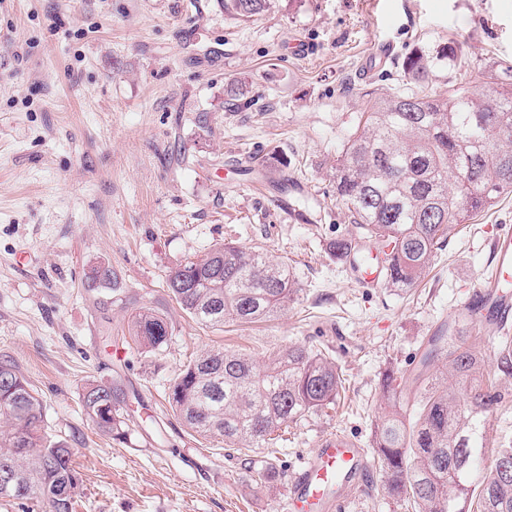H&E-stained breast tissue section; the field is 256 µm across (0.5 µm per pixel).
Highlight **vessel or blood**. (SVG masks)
Returning <instances> with one entry per match:
<instances>
[{
  "label": "vessel or blood",
  "mask_w": 512,
  "mask_h": 512,
  "mask_svg": "<svg viewBox=\"0 0 512 512\" xmlns=\"http://www.w3.org/2000/svg\"><path fill=\"white\" fill-rule=\"evenodd\" d=\"M495 267L477 302L487 310L484 327L496 331L512 324V229H501L492 244ZM387 263L382 251L361 266L360 283L366 288L384 284ZM366 473L365 450L337 434L321 441L316 454L295 474L287 494L285 512H334L352 480Z\"/></svg>",
  "instance_id": "b4317fda"
}]
</instances>
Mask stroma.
<instances>
[{"label":"stroma","mask_w":512,"mask_h":512,"mask_svg":"<svg viewBox=\"0 0 512 512\" xmlns=\"http://www.w3.org/2000/svg\"><path fill=\"white\" fill-rule=\"evenodd\" d=\"M391 54L367 72L377 46ZM455 46L416 89L494 86L512 65V0H268L243 19L224 0H0V358L39 392L47 439L65 440L85 494L76 512H283L295 473L323 438L370 448L379 377L479 292L491 242L512 226V195L451 228L428 275L404 291L362 287L330 252L357 238L331 168L375 94L402 87L418 47ZM241 85L240 104L228 91ZM260 179L262 190L243 188ZM289 195L305 216L285 221ZM227 242L288 263L287 312L204 326L166 279ZM114 293L86 291L89 265ZM149 308L171 336L148 353L129 333ZM292 343L341 368L335 405L290 422L254 469L220 437L186 428L167 400L180 369L224 348L267 361ZM117 384L137 428L97 433L80 395ZM273 463L268 477L256 469ZM337 512H405L369 469ZM117 285V276L109 263L100 262L91 266L88 273H85L84 286L90 290L111 289L116 288Z\"/></svg>","instance_id":"1"}]
</instances>
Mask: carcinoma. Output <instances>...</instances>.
Masks as SVG:
<instances>
[{"label": "carcinoma", "instance_id": "obj_1", "mask_svg": "<svg viewBox=\"0 0 512 512\" xmlns=\"http://www.w3.org/2000/svg\"><path fill=\"white\" fill-rule=\"evenodd\" d=\"M266 2L230 0L228 6L249 19ZM455 56L451 46L435 57L416 49L402 62L405 78L417 84L437 61ZM333 178L336 196L361 237L390 248L387 285L412 287L431 267L451 227L512 194V82L474 86L446 98L414 90L382 93L347 141ZM329 249L343 261L356 241L338 239ZM117 285L105 262L84 277L91 290ZM167 287L185 312L212 327L270 319L299 292L288 264L232 243L175 269ZM129 330L147 351L170 336L167 322L151 309L135 314ZM502 377H512V338H502L490 372L469 345L461 316L431 338L413 371L382 373L385 407L374 424L373 460L382 490L407 512H512V439L499 442L490 464L482 465L490 418L512 402V392L498 383ZM343 383L336 364L311 346H285L264 364L213 349L184 366L170 383L168 401L201 435L263 448L283 425L335 403ZM81 403L101 434L126 440L128 418L114 385L87 381ZM6 469L16 483H0V500H34L43 512H73L84 494L74 450L47 442L42 400L14 363L1 360L0 474Z\"/></svg>", "mask_w": 512, "mask_h": 512}]
</instances>
